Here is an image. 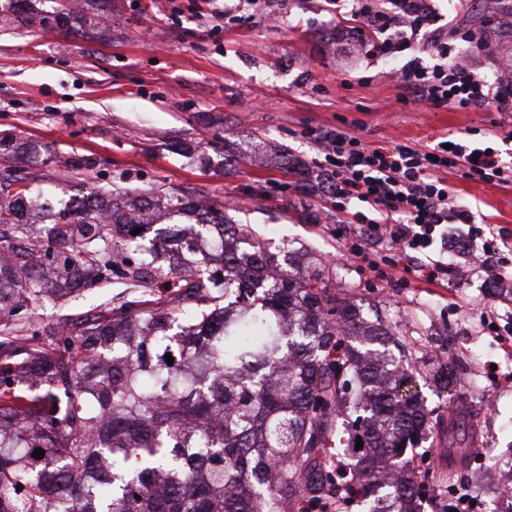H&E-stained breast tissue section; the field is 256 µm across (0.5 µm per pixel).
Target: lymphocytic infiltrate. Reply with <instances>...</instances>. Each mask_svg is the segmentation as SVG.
<instances>
[{
    "label": "lymphocytic infiltrate",
    "mask_w": 512,
    "mask_h": 512,
    "mask_svg": "<svg viewBox=\"0 0 512 512\" xmlns=\"http://www.w3.org/2000/svg\"><path fill=\"white\" fill-rule=\"evenodd\" d=\"M337 10H349L358 22L357 38L367 57L406 58L398 78L407 97L433 108L472 111L512 108L505 84L477 75L459 59L456 40L472 41L471 31L458 27L439 32L430 50L433 64H422L421 32L434 26L437 15L430 0H335ZM486 146H473L469 137L436 143L371 146L347 128L322 130L311 137L323 155L322 184L337 215H350L355 224L344 246L359 269L380 281L420 266L425 282L444 279L448 264L430 258L436 241L447 239L452 224L466 226L471 247L481 249L484 266L500 282L512 279V245L504 234L487 236L458 205L442 171L485 184L512 183V166L492 145L496 129L485 130ZM367 211L353 210V203Z\"/></svg>",
    "instance_id": "obj_1"
}]
</instances>
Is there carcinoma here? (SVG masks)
<instances>
[{"label":"carcinoma","mask_w":512,"mask_h":512,"mask_svg":"<svg viewBox=\"0 0 512 512\" xmlns=\"http://www.w3.org/2000/svg\"><path fill=\"white\" fill-rule=\"evenodd\" d=\"M71 4L38 26L67 30ZM476 19L510 26L485 38L512 61V0H484ZM35 153H0V355L32 361L0 366V512H420L428 496L455 509L405 457L444 417L418 360L390 349L396 333L319 273L275 271L251 235L243 249L210 237L229 226L214 206L159 189L40 197L42 175L12 164ZM174 213L196 217L156 230L179 269L132 234ZM85 269L140 293L70 320L53 357L36 310ZM464 374L452 360L433 381L448 392Z\"/></svg>","instance_id":"carcinoma-1"}]
</instances>
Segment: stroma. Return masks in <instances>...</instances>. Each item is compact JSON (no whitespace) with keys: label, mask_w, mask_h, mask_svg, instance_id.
Wrapping results in <instances>:
<instances>
[{"label":"stroma","mask_w":512,"mask_h":512,"mask_svg":"<svg viewBox=\"0 0 512 512\" xmlns=\"http://www.w3.org/2000/svg\"><path fill=\"white\" fill-rule=\"evenodd\" d=\"M233 0H112L87 9L88 39L20 27L0 17V133L32 142L41 155L88 160L75 172L50 171L48 196L84 184L160 189L224 209L266 252L325 264L338 293L364 317L380 312L413 356L425 357L420 390L428 407L451 414L468 402L481 473L495 484L492 454L512 446V356L482 316L512 325V302L474 253L449 247L448 276L435 284L370 281L336 235L331 204L313 192L318 153L312 129L352 127L371 145L455 137L504 121L500 112H461L403 102L389 78L401 60L352 57L355 31L325 0H266L262 14L225 19ZM448 184L475 223L512 230V183L485 185L449 171ZM88 288L39 308L59 328L93 305L126 292ZM455 327L453 348L442 337ZM452 355L466 369L455 391L437 392L429 362Z\"/></svg>","instance_id":"obj_1"}]
</instances>
